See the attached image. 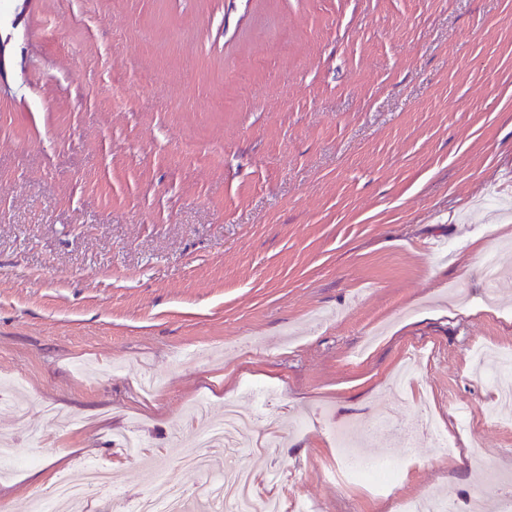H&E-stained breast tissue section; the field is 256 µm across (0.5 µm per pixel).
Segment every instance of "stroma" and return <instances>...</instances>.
<instances>
[{"label": "stroma", "instance_id": "obj_1", "mask_svg": "<svg viewBox=\"0 0 512 512\" xmlns=\"http://www.w3.org/2000/svg\"><path fill=\"white\" fill-rule=\"evenodd\" d=\"M0 499L165 467L209 505L244 464L320 512L482 498L512 428L476 344L512 351V0H0ZM260 428L183 467L226 403ZM471 412L483 452L455 420ZM435 435L404 452L408 423ZM393 493L335 481L336 441ZM133 432L139 459L116 435Z\"/></svg>", "mask_w": 512, "mask_h": 512}]
</instances>
